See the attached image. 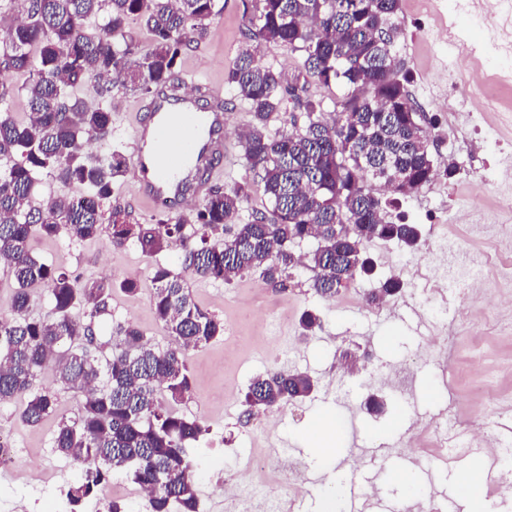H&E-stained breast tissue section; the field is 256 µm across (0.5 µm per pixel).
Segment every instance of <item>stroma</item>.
Here are the masks:
<instances>
[{
	"label": "stroma",
	"mask_w": 512,
	"mask_h": 512,
	"mask_svg": "<svg viewBox=\"0 0 512 512\" xmlns=\"http://www.w3.org/2000/svg\"><path fill=\"white\" fill-rule=\"evenodd\" d=\"M223 3L208 38L185 47L178 66L223 92L220 187L246 174L238 132L250 121L249 105L224 75L246 47L244 30L256 5ZM399 21L397 62L410 75L422 124L432 130L438 173L418 193L398 196L384 219L419 225L421 244L409 251L393 241L367 243L373 277L357 279L330 299L311 291L304 267L283 286L255 274L230 284L188 277L196 303L224 323L223 336L191 351L194 391L179 407L209 428L197 469L201 512H252L260 501L267 512H288L303 500L314 510L326 494L345 500L349 482L369 473L368 496L427 506L453 492L456 474L470 459L437 461L425 422L453 406L476 424L493 408L512 406V276L505 274L512 267V212L505 207L512 199V49L504 48L471 0H400ZM261 55L283 85L321 101L323 112L335 111L344 88L327 89L304 77L300 53L270 43ZM475 75L488 81L496 104L485 112L473 104L464 113L448 85L466 89ZM452 159L458 170L450 177L443 168ZM112 203L142 224L175 220L163 208L134 202L129 173L115 185ZM29 248L82 284L133 279L137 294L113 291L104 330L131 323L167 343L149 297L155 264L180 270L177 249L147 257L132 244L114 248L105 234L86 241L35 235ZM393 276L402 280L401 291L364 308L368 292ZM307 310L320 315L322 327L305 336L299 319ZM275 367L311 376L314 393L270 415L247 414L241 400L248 386ZM400 367L408 373L406 387H388L387 371ZM21 408L18 402L0 405V435L14 448L10 473L0 472V512H55L77 470L53 446L56 418L30 426ZM324 418L334 420L337 437L320 455L308 429ZM274 450L277 461L250 470L254 457ZM399 472L409 473L408 486L395 482ZM229 484L240 488L231 501L224 494Z\"/></svg>",
	"instance_id": "35a3bbf8"
}]
</instances>
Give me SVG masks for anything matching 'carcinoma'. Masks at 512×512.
I'll return each instance as SVG.
<instances>
[{"instance_id": "carcinoma-1", "label": "carcinoma", "mask_w": 512, "mask_h": 512, "mask_svg": "<svg viewBox=\"0 0 512 512\" xmlns=\"http://www.w3.org/2000/svg\"><path fill=\"white\" fill-rule=\"evenodd\" d=\"M399 9L400 0H256L244 32L251 45L225 82L250 107L240 146L258 180L247 176L213 189L189 222L131 224L122 211L105 208L126 173L122 154L92 155L85 145L112 139V77L144 94L173 83L181 49L205 39L222 12L219 0H0V17L15 10L22 16L0 33V72L23 77L15 91L0 88V265L17 285L9 316L0 318V404L21 401L29 425L57 415L55 394L36 388L49 363L58 381L83 394L77 415L60 417L54 437L59 453L84 464L69 489L72 504L102 491L112 472L126 471L151 492L150 512H199L190 448L205 428L174 405L193 394L190 351L223 335L224 323L195 303L184 274L227 284L257 274L283 285L304 264L314 293L333 298L374 274L365 243L419 247L418 225L385 221L392 199L369 184L373 166L385 163L405 174L387 187L393 194H411L437 174L431 134L394 64ZM133 16L144 23L145 44L128 30ZM92 17L94 32L86 28ZM262 43L301 52L306 75L327 88L346 87L341 110L328 118L321 103L297 95L305 127L268 137L281 83L257 55ZM88 79L97 81L91 104L74 96ZM16 92L25 99L24 122L13 112ZM44 174L81 192L34 207ZM255 187L269 208L233 223ZM104 232L113 247L133 241L148 257L178 247L183 272L153 268L150 306L171 338L167 346L130 323L107 340L101 335L102 320L112 315V290L134 294V281L80 286L28 248L34 234L84 241ZM309 239L317 246L302 258L294 245ZM42 284L49 311L34 318L31 290ZM309 387L308 376L274 368L249 385L244 403L278 409L304 398Z\"/></svg>"}]
</instances>
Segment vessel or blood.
<instances>
[{"mask_svg": "<svg viewBox=\"0 0 512 512\" xmlns=\"http://www.w3.org/2000/svg\"><path fill=\"white\" fill-rule=\"evenodd\" d=\"M222 91L197 82L163 88L136 102L132 112L136 198L180 212L203 188L205 172L224 155Z\"/></svg>", "mask_w": 512, "mask_h": 512, "instance_id": "vessel-or-blood-1", "label": "vessel or blood"}]
</instances>
